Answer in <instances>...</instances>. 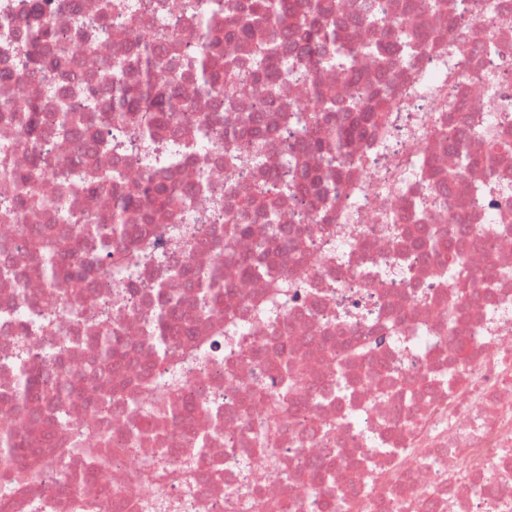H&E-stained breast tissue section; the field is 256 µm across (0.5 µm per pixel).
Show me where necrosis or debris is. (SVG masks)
Listing matches in <instances>:
<instances>
[{
    "mask_svg": "<svg viewBox=\"0 0 512 512\" xmlns=\"http://www.w3.org/2000/svg\"><path fill=\"white\" fill-rule=\"evenodd\" d=\"M39 2L0 0V153L47 201L0 202V424L35 448L37 473L19 485L0 465V512H512V0H371L395 22L385 30L354 0H328L357 78L320 61L282 79L280 99L376 87L367 48L383 39L395 106L330 165L314 152L295 162L330 118L297 128L265 111L256 47L229 37L211 69L236 60L265 129L225 134L222 98L200 92L185 65L202 38L186 0H118L108 23L103 0ZM46 22L57 42L16 76L7 32ZM147 35L168 62L161 79L193 102L171 115L181 138L164 143L183 206L148 225L139 187L152 153L127 118L104 125L74 96H101L102 64L137 54ZM65 98L85 134L57 132ZM22 99L42 106L38 137ZM228 152L243 165L225 167ZM85 167L123 178L77 182ZM62 196L77 224L109 222L131 197L139 205L125 208L122 241L62 235L57 256L82 259L90 285L50 300L30 236L63 229ZM271 207L287 237L270 233ZM421 219L454 247L399 250ZM176 251L201 273L222 265L219 297L185 291ZM96 325L125 343L110 387L83 379ZM24 349L42 382L63 368L78 381L56 401L64 419L30 422L41 400L6 397ZM286 377L305 399L270 454L257 435L272 403L252 394Z\"/></svg>",
    "mask_w": 512,
    "mask_h": 512,
    "instance_id": "necrosis-or-debris-1",
    "label": "necrosis or debris"
}]
</instances>
